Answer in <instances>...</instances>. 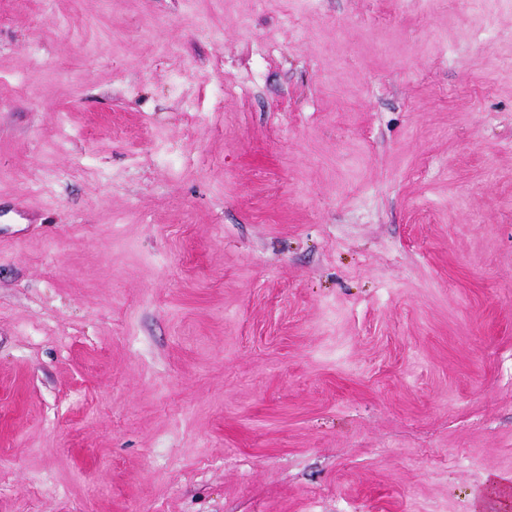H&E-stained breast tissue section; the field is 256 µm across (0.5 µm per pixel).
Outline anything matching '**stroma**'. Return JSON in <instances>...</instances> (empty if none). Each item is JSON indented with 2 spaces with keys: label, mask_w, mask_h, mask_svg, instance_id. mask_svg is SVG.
<instances>
[{
  "label": "stroma",
  "mask_w": 512,
  "mask_h": 512,
  "mask_svg": "<svg viewBox=\"0 0 512 512\" xmlns=\"http://www.w3.org/2000/svg\"><path fill=\"white\" fill-rule=\"evenodd\" d=\"M512 0H0V512H512Z\"/></svg>",
  "instance_id": "1"
}]
</instances>
